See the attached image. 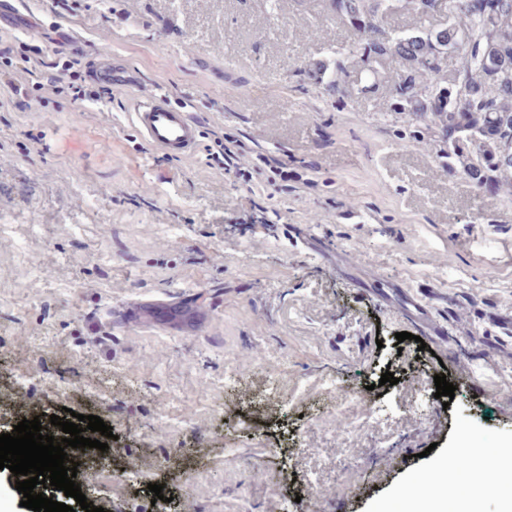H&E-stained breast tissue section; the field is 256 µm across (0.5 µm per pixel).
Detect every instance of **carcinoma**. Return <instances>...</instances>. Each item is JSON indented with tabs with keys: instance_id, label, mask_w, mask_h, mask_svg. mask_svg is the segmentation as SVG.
<instances>
[{
	"instance_id": "1",
	"label": "carcinoma",
	"mask_w": 512,
	"mask_h": 512,
	"mask_svg": "<svg viewBox=\"0 0 512 512\" xmlns=\"http://www.w3.org/2000/svg\"><path fill=\"white\" fill-rule=\"evenodd\" d=\"M351 32L346 48L362 67L349 69L338 59L333 69L317 62L301 75L332 95L367 94L386 82L383 62L395 58L403 73L393 86L394 108L405 116L411 144L435 155L448 173L469 180L479 191H493L512 203V166L502 153L512 149V0H484L481 9L467 0H325ZM394 17H413L412 30L395 28ZM468 47L448 70L435 51L437 37ZM464 87L462 98L443 105L417 91Z\"/></svg>"
}]
</instances>
